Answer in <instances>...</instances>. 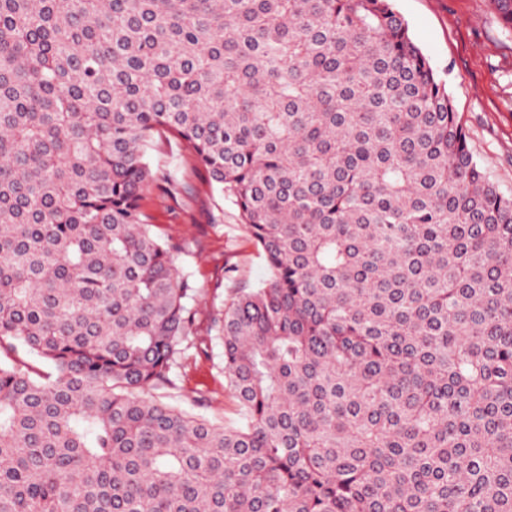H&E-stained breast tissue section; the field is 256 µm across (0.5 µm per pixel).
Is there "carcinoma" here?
<instances>
[{"label":"carcinoma","instance_id":"cac0c4a2","mask_svg":"<svg viewBox=\"0 0 512 512\" xmlns=\"http://www.w3.org/2000/svg\"><path fill=\"white\" fill-rule=\"evenodd\" d=\"M160 133L267 264L203 315ZM214 336L237 426L148 396ZM0 512H512V194L392 0H0Z\"/></svg>","mask_w":512,"mask_h":512}]
</instances>
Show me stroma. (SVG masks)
Masks as SVG:
<instances>
[{
  "label": "stroma",
  "mask_w": 512,
  "mask_h": 512,
  "mask_svg": "<svg viewBox=\"0 0 512 512\" xmlns=\"http://www.w3.org/2000/svg\"><path fill=\"white\" fill-rule=\"evenodd\" d=\"M411 34L446 82L473 153L502 190L512 191V31L497 21L489 0H394ZM155 176L145 209L157 234L179 239V271L218 308L267 278L263 256L239 211L208 185L173 139L159 138L147 154ZM164 400L228 425L239 423L224 380L223 349L188 350Z\"/></svg>",
  "instance_id": "1"
}]
</instances>
